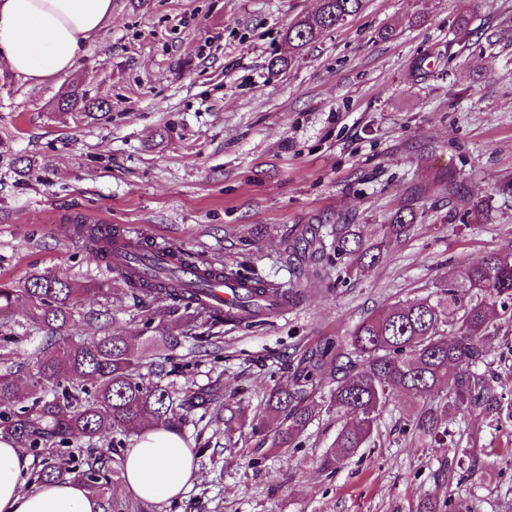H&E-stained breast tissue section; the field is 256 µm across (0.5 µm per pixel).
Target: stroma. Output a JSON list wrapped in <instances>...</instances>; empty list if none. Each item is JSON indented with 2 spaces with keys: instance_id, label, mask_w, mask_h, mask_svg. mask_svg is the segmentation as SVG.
I'll use <instances>...</instances> for the list:
<instances>
[{
  "instance_id": "obj_1",
  "label": "stroma",
  "mask_w": 512,
  "mask_h": 512,
  "mask_svg": "<svg viewBox=\"0 0 512 512\" xmlns=\"http://www.w3.org/2000/svg\"><path fill=\"white\" fill-rule=\"evenodd\" d=\"M318 0H113L112 19L78 68L30 84L0 67V280L53 273L101 281L75 243L74 216L138 229L194 254L287 285L289 246L310 224H355L367 238L399 209L409 233L379 265L307 266L296 307L249 328L170 322L181 345L170 383L220 388L237 410L186 428L196 478L180 498L142 501L111 483L132 512H421L466 501L512 512V431L480 410L453 414L469 461L414 429L415 398L395 395L370 444L334 474L318 460L341 425L315 404L297 447L272 448L264 420L284 362L342 337L380 307L435 292L438 282L512 246V0H366L301 54L282 38ZM471 12L467 32L458 15ZM391 28L395 39H382ZM501 35L487 45L484 33ZM423 60L424 74L412 63ZM103 101L92 118L58 112L71 83ZM39 165L19 174L21 159ZM454 172L461 198L449 196ZM486 201L481 217L466 203ZM82 337L109 326L154 336L123 291L87 295ZM19 382L41 334L14 312Z\"/></svg>"
}]
</instances>
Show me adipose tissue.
<instances>
[{
	"instance_id": "1",
	"label": "adipose tissue",
	"mask_w": 512,
	"mask_h": 512,
	"mask_svg": "<svg viewBox=\"0 0 512 512\" xmlns=\"http://www.w3.org/2000/svg\"><path fill=\"white\" fill-rule=\"evenodd\" d=\"M111 18L112 0H0V61L35 84L69 74ZM29 466L20 448L0 441V512H102L98 499L75 482L25 490ZM195 471L183 437L160 423L127 449L123 487L141 500L162 503L185 493Z\"/></svg>"
}]
</instances>
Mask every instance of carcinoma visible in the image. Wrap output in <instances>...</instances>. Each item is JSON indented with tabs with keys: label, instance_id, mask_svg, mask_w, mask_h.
I'll return each mask as SVG.
<instances>
[{
	"label": "carcinoma",
	"instance_id": "carcinoma-1",
	"mask_svg": "<svg viewBox=\"0 0 512 512\" xmlns=\"http://www.w3.org/2000/svg\"><path fill=\"white\" fill-rule=\"evenodd\" d=\"M365 0H320L319 9L289 25L285 39L300 51L327 31L345 24L364 7ZM62 112L93 115L104 104L89 98L77 86L58 102ZM412 210H402L381 225L382 237L368 242L354 224H338L333 241L325 243L322 227L311 231L302 254L320 263L327 247L349 260L356 272L370 270L383 255L385 243L408 233ZM131 233L125 226L78 221L79 247L98 266L115 272L114 280L83 285L46 273L17 288L0 282V313L22 310L27 322L44 332V343L29 364V378L20 386L11 369L0 371V439L11 440L39 461L37 480L73 478L99 498L124 473L125 457L117 448L98 446L101 434L138 433L157 419L180 432L195 419H204L223 404L217 388L180 392L162 380L163 368L142 373L143 355L134 349L135 336L106 331L78 340L76 313L85 294H110L112 282L148 305L163 304L164 316H193L216 325L251 326L298 303L304 296L296 285L283 288L226 266L203 263L198 282L238 279L250 282L235 309L224 312L201 302V288L186 285L180 272L196 263L179 246L164 249L149 243L160 262L138 263L114 271V244ZM512 320V247L486 257L448 278L436 296L390 304L359 321L350 333L319 344L289 363L286 383L265 398V414L280 421L274 447L288 449L304 432L311 416L310 403L322 393L323 379L331 388L328 408L348 418L332 446L319 458L322 470L332 474L365 447L380 416L397 392L422 400L414 427L436 442L453 437L448 409H481L496 424L512 426V393L496 388L497 357L492 341L498 320ZM454 334H444V327ZM181 337L146 336L145 351L172 350ZM73 440L85 443L80 465L71 466L53 449Z\"/></svg>",
	"mask_w": 512,
	"mask_h": 512
}]
</instances>
